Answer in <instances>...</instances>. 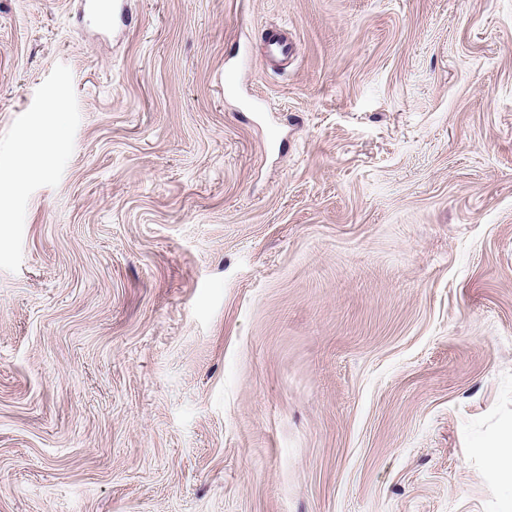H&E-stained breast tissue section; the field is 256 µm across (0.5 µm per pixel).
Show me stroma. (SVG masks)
<instances>
[{"label":"stroma","instance_id":"obj_1","mask_svg":"<svg viewBox=\"0 0 512 512\" xmlns=\"http://www.w3.org/2000/svg\"><path fill=\"white\" fill-rule=\"evenodd\" d=\"M78 9L0 0V512H512V0ZM294 52L293 44L288 37L279 30H272L266 42V55L269 61L274 65H279L288 61ZM488 451V462L492 469H497L504 463L512 465V432L507 436L491 445Z\"/></svg>","mask_w":512,"mask_h":512}]
</instances>
